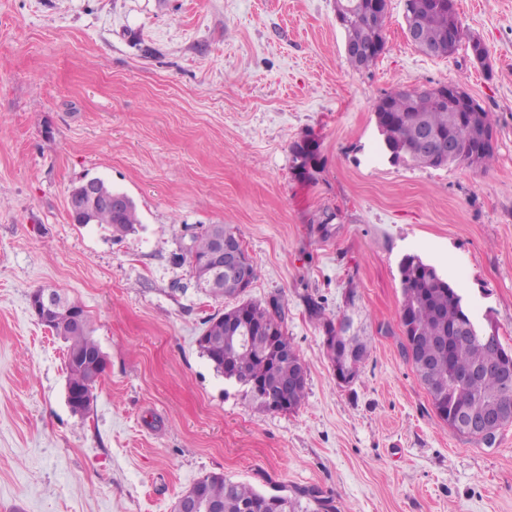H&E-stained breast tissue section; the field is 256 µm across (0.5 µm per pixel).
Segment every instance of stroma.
Returning <instances> with one entry per match:
<instances>
[{"mask_svg":"<svg viewBox=\"0 0 512 512\" xmlns=\"http://www.w3.org/2000/svg\"><path fill=\"white\" fill-rule=\"evenodd\" d=\"M403 9L389 0L386 50L358 71L336 0H0V512H172L209 473L336 512H512V424L490 446L443 424L399 320L416 254L512 348V0H456L467 38L447 58L407 39ZM457 83L489 114L492 166L389 163L376 101ZM90 179L133 200L136 232L71 222ZM211 224L252 257L248 298L284 307L296 411L257 409L198 347L235 303L181 259ZM41 288L84 308L106 355L81 415L30 309ZM346 316L369 353L343 385L323 323Z\"/></svg>","mask_w":512,"mask_h":512,"instance_id":"obj_1","label":"stroma"}]
</instances>
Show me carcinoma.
<instances>
[{"mask_svg": "<svg viewBox=\"0 0 512 512\" xmlns=\"http://www.w3.org/2000/svg\"><path fill=\"white\" fill-rule=\"evenodd\" d=\"M405 20L415 27L421 42L431 46L448 44V31L456 27L464 32L459 16L448 13V0H404ZM336 14L341 18L345 33L347 62L357 70L375 65L384 53L386 40L382 24L376 22L372 0H336ZM449 86L420 89L400 88L385 94L375 104L374 113L383 132L381 147L395 165L444 168L450 165L488 168L495 159L494 137L481 136L480 128L492 131L488 113L479 103L470 108L466 117L447 100ZM424 126L437 138L449 140L453 152L442 155L421 146L416 137L418 126ZM75 224H105L112 234L122 236L135 231L139 218L134 203L120 211L104 207L71 215ZM211 229L192 237L183 253L195 278L202 286L199 270L210 254ZM402 302L400 325L405 337L404 358L412 364L417 376L427 388L437 417L451 425V417L463 406L477 407L505 395L498 375L487 372L467 381L460 376L476 364L494 362L503 345L498 332L477 329L468 340L454 337V328L473 320L470 307L461 292L447 280L438 268L415 254L405 255L399 263ZM221 295L235 297L238 302L219 316L209 320V326L198 339L204 356L224 378L245 388V397L258 409L278 411L270 400L254 390L259 381L265 391L281 393L288 384L306 372V367L288 337L281 304L272 301L266 306L241 298L230 276L223 277ZM273 324L282 349L271 360L266 347L245 339V326ZM46 327L67 344L68 388L89 392L103 374L106 361L98 358L101 351L90 336L89 317L85 310L75 313L65 307L53 312ZM326 334L335 343L326 346L332 365H347L353 378H358L368 355L365 337H359V349L351 351L345 336L336 337L333 322H325ZM195 485L204 490V503L210 505L200 512H298L301 503L286 495L263 493L224 475L208 474Z\"/></svg>", "mask_w": 512, "mask_h": 512, "instance_id": "1", "label": "carcinoma"}]
</instances>
